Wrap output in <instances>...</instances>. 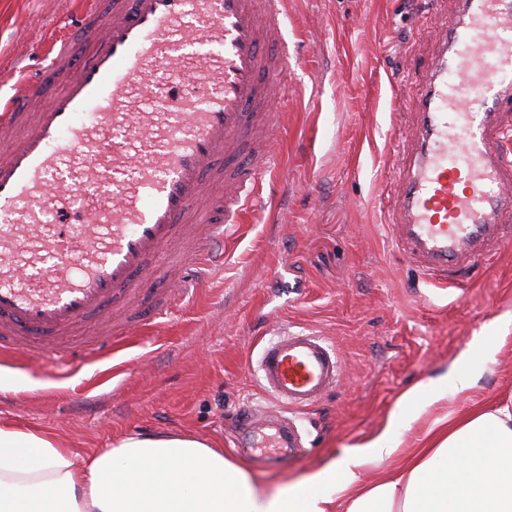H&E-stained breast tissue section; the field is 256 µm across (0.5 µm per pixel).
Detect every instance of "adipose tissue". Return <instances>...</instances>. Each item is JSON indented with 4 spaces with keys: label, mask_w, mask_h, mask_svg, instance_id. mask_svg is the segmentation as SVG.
I'll return each instance as SVG.
<instances>
[{
    "label": "adipose tissue",
    "mask_w": 512,
    "mask_h": 512,
    "mask_svg": "<svg viewBox=\"0 0 512 512\" xmlns=\"http://www.w3.org/2000/svg\"><path fill=\"white\" fill-rule=\"evenodd\" d=\"M0 512H512V404L441 423L401 457L380 434L274 489L190 432L123 434L86 455L1 421Z\"/></svg>",
    "instance_id": "adipose-tissue-1"
}]
</instances>
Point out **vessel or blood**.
I'll return each instance as SVG.
<instances>
[{
	"label": "vessel or blood",
	"mask_w": 512,
	"mask_h": 512,
	"mask_svg": "<svg viewBox=\"0 0 512 512\" xmlns=\"http://www.w3.org/2000/svg\"><path fill=\"white\" fill-rule=\"evenodd\" d=\"M458 3L387 227L440 287L512 243V0ZM284 4L74 0L69 26L88 53L54 36L37 63L0 70L1 353L32 354L37 340L68 353L77 329L119 309L138 325L137 291L180 238L175 285L154 297L166 314L197 291L217 244L259 216V179L276 166L269 106L288 69ZM257 375L298 411L336 387L341 364L324 336L285 325Z\"/></svg>",
	"instance_id": "obj_1"
}]
</instances>
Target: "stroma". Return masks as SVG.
<instances>
[{"mask_svg": "<svg viewBox=\"0 0 512 512\" xmlns=\"http://www.w3.org/2000/svg\"><path fill=\"white\" fill-rule=\"evenodd\" d=\"M60 0H0V61L37 54L62 23ZM453 0H288L290 56L276 130L283 176L264 177L263 212L224 243V259L198 291L158 319L143 282L146 327L85 365L88 323L66 367L41 349L31 361L0 359V421L52 432L91 452L120 434L184 430L218 441L226 456L268 484L322 469L344 448L388 431L412 448L443 417L512 397V337L494 358L468 354L473 336L512 319V250L459 288L441 290L392 250V205L406 113L420 98L452 24ZM320 333L342 366L337 387L295 414L304 455H285L271 436L252 454L232 448L238 409L273 416L256 385L262 339L281 324ZM477 375L466 394L451 375ZM438 401L390 425L401 394L419 384Z\"/></svg>", "mask_w": 512, "mask_h": 512, "instance_id": "stroma-1", "label": "stroma"}]
</instances>
